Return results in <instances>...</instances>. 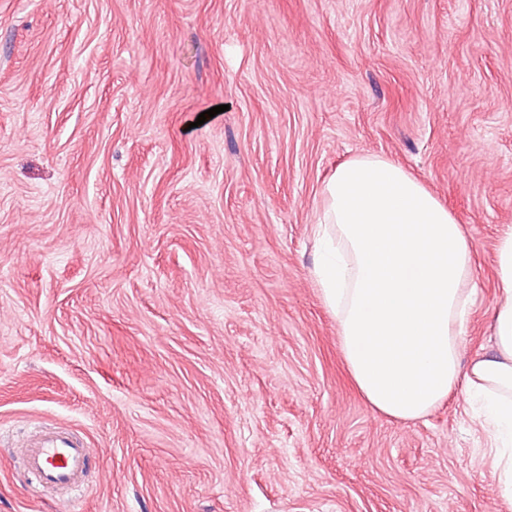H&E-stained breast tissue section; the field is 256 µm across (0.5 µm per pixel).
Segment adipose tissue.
<instances>
[{"instance_id":"adipose-tissue-1","label":"adipose tissue","mask_w":512,"mask_h":512,"mask_svg":"<svg viewBox=\"0 0 512 512\" xmlns=\"http://www.w3.org/2000/svg\"><path fill=\"white\" fill-rule=\"evenodd\" d=\"M313 231L314 278L336 316L348 371L367 403L396 420L427 415L464 389L497 448L496 477L512 495V228L498 241L502 299L493 352L461 361L472 254L448 209L385 157H354L323 191Z\"/></svg>"}]
</instances>
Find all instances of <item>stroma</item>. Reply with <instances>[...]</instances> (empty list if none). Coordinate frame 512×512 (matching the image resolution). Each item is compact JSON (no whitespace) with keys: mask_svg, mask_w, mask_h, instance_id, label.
<instances>
[{"mask_svg":"<svg viewBox=\"0 0 512 512\" xmlns=\"http://www.w3.org/2000/svg\"><path fill=\"white\" fill-rule=\"evenodd\" d=\"M363 154L462 224L489 352L512 0H0V430L98 452L70 506L0 446V512H512L464 392L346 370L311 226Z\"/></svg>","mask_w":512,"mask_h":512,"instance_id":"1","label":"stroma"}]
</instances>
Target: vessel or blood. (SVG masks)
<instances>
[{"mask_svg": "<svg viewBox=\"0 0 512 512\" xmlns=\"http://www.w3.org/2000/svg\"><path fill=\"white\" fill-rule=\"evenodd\" d=\"M14 456L43 488L70 497L85 483L94 458L87 441L69 427L45 425L15 443Z\"/></svg>", "mask_w": 512, "mask_h": 512, "instance_id": "1", "label": "vessel or blood"}]
</instances>
